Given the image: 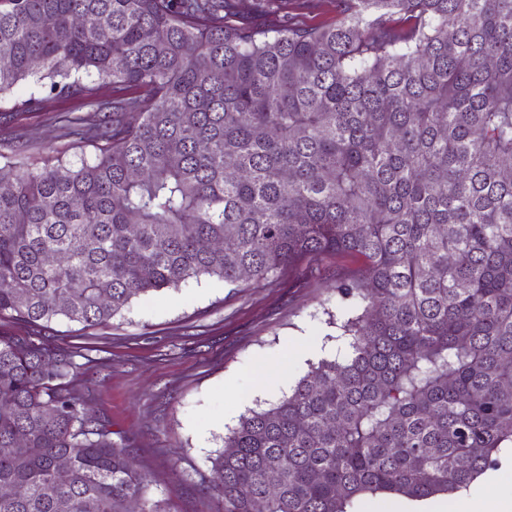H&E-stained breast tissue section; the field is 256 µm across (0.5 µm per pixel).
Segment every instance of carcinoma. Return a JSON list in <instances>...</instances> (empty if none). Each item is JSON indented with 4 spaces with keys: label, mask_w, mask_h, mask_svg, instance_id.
I'll return each instance as SVG.
<instances>
[{
    "label": "carcinoma",
    "mask_w": 512,
    "mask_h": 512,
    "mask_svg": "<svg viewBox=\"0 0 512 512\" xmlns=\"http://www.w3.org/2000/svg\"><path fill=\"white\" fill-rule=\"evenodd\" d=\"M341 3L266 28L239 0H0V101L79 97L94 148L0 165V316L94 325L205 277L364 263L338 288L344 350L224 436L222 512L451 494L512 447V0ZM96 78L140 91L110 123ZM74 368L0 335V485L25 489L0 512H167Z\"/></svg>",
    "instance_id": "carcinoma-1"
}]
</instances>
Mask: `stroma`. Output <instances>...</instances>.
<instances>
[{"instance_id": "35a3bbf8", "label": "stroma", "mask_w": 512, "mask_h": 512, "mask_svg": "<svg viewBox=\"0 0 512 512\" xmlns=\"http://www.w3.org/2000/svg\"><path fill=\"white\" fill-rule=\"evenodd\" d=\"M269 27L331 23L336 0H241ZM81 100L51 97L35 110L0 108V159L36 164L73 157L61 118ZM361 260L332 252L301 258L270 279L228 286L192 282L133 299L109 322L30 324L0 317V334L38 337L71 354L69 387L125 437L150 493L168 512H216L211 463L241 415L288 394L310 365L333 358L334 288Z\"/></svg>"}]
</instances>
